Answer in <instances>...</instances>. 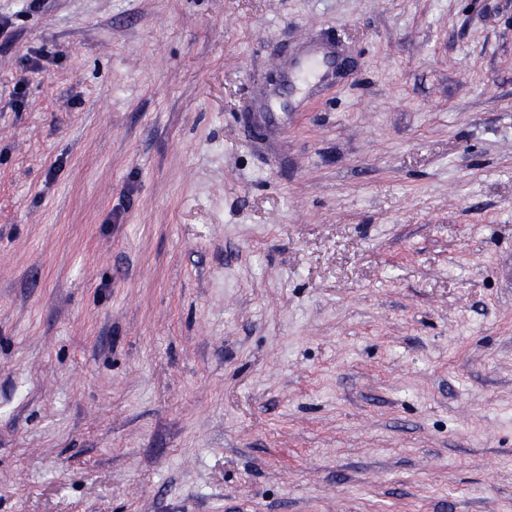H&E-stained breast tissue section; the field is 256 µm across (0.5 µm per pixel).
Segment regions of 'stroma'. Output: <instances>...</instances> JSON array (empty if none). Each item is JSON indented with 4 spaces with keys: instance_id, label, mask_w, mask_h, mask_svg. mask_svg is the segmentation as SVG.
<instances>
[{
    "instance_id": "obj_1",
    "label": "stroma",
    "mask_w": 512,
    "mask_h": 512,
    "mask_svg": "<svg viewBox=\"0 0 512 512\" xmlns=\"http://www.w3.org/2000/svg\"><path fill=\"white\" fill-rule=\"evenodd\" d=\"M0 512H512V0H0Z\"/></svg>"
}]
</instances>
